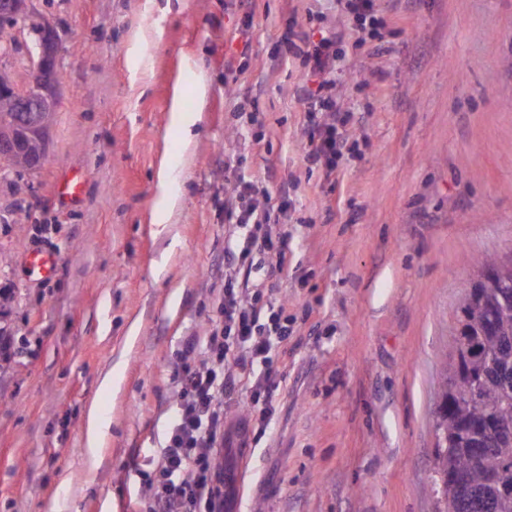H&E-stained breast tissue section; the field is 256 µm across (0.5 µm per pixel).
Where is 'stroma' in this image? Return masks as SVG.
<instances>
[{
  "label": "stroma",
  "instance_id": "stroma-1",
  "mask_svg": "<svg viewBox=\"0 0 512 512\" xmlns=\"http://www.w3.org/2000/svg\"><path fill=\"white\" fill-rule=\"evenodd\" d=\"M373 4L387 23L359 47L339 0H31L61 38L60 103L42 165L0 171V512H143L181 344L224 320L240 174L293 201L290 264L263 286L294 333L266 434L246 431V394L225 405L232 512H438L459 300L472 258L512 252V0ZM245 23L250 54L230 59ZM319 29L346 33L332 95L355 144L330 177L305 159L298 94L297 35ZM64 168L84 178L72 203ZM92 406L109 427L93 451ZM26 264L45 278L51 277L57 267V257L54 253L47 250L32 249L25 255Z\"/></svg>",
  "mask_w": 512,
  "mask_h": 512
}]
</instances>
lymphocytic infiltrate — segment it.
<instances>
[{
	"label": "lymphocytic infiltrate",
	"instance_id": "f902f5d3",
	"mask_svg": "<svg viewBox=\"0 0 512 512\" xmlns=\"http://www.w3.org/2000/svg\"><path fill=\"white\" fill-rule=\"evenodd\" d=\"M337 41V35L323 33L312 42L301 89L310 122L306 159L329 176L344 157L349 123L329 103ZM288 210L287 194L272 196L242 175L224 203L225 221L247 233L224 252L223 326L183 342L176 405L146 512H225L224 473L215 457L225 443V397L237 391L247 394L249 421L257 433H265L274 419L278 383L271 366L292 331L286 306L264 300L253 260L262 255L271 276L287 268L288 247L284 240L273 239L270 228L287 223Z\"/></svg>",
	"mask_w": 512,
	"mask_h": 512
}]
</instances>
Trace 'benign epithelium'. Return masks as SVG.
<instances>
[{"instance_id": "benign-epithelium-1", "label": "benign epithelium", "mask_w": 512, "mask_h": 512, "mask_svg": "<svg viewBox=\"0 0 512 512\" xmlns=\"http://www.w3.org/2000/svg\"><path fill=\"white\" fill-rule=\"evenodd\" d=\"M30 0H0V19H23L29 16ZM61 49L55 27L40 22V32L33 50L29 52L31 77L28 83L18 84L9 72L0 68V93L12 97L15 110L20 112L22 131L25 134L36 133L42 139L44 148H49V116L56 111L59 103L60 77L57 69V57ZM19 139L10 132L0 134V165L6 166L10 157L17 151ZM512 265V258L506 263L480 270L476 280L496 284L503 288V300H512V283L501 278L504 267Z\"/></svg>"}]
</instances>
